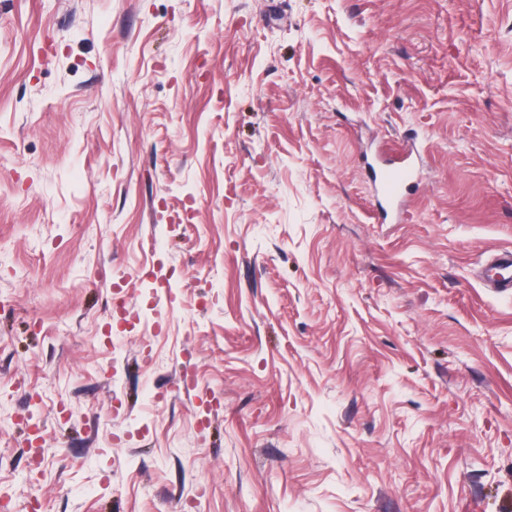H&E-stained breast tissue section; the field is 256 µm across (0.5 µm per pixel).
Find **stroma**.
Segmentation results:
<instances>
[{
    "mask_svg": "<svg viewBox=\"0 0 512 512\" xmlns=\"http://www.w3.org/2000/svg\"><path fill=\"white\" fill-rule=\"evenodd\" d=\"M506 247L512 0H0V504L512 512ZM411 177L412 170L409 165H385L374 174L376 191L386 203H396L401 199ZM512 250L497 252L487 264L483 276L492 288L512 291Z\"/></svg>",
    "mask_w": 512,
    "mask_h": 512,
    "instance_id": "35a3bbf8",
    "label": "stroma"
}]
</instances>
